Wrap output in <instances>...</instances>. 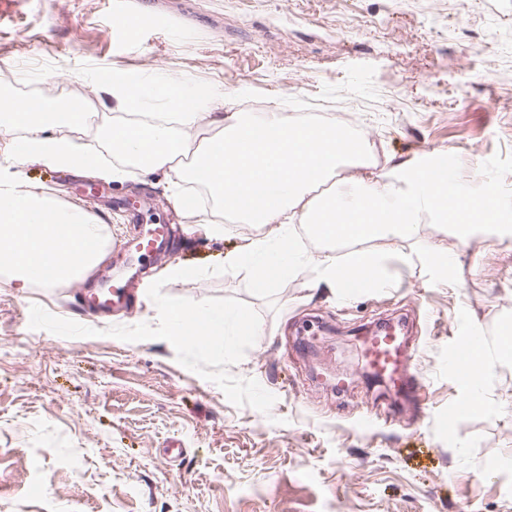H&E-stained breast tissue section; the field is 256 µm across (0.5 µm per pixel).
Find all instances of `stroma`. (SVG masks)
Returning <instances> with one entry per match:
<instances>
[{
  "label": "stroma",
  "instance_id": "1",
  "mask_svg": "<svg viewBox=\"0 0 512 512\" xmlns=\"http://www.w3.org/2000/svg\"><path fill=\"white\" fill-rule=\"evenodd\" d=\"M101 69L181 78L187 91L209 92L211 112H241L254 98L291 110L335 100L342 127L366 139L378 166L450 159L458 187L493 189L507 216L463 241L428 219L408 241H370L406 256L382 288L339 294L314 287L308 268L269 303L242 273L168 281L183 267L226 263L244 233L212 235L209 208L176 210L170 177L136 168L112 179L117 160L99 126L136 115L95 79ZM0 89L90 105L95 122L76 139L97 148L100 170L19 156L17 133L0 128V176L84 211L105 251L90 273L56 285L20 290L0 268V512H512V361L496 351L512 328V0H0ZM145 224L172 225L173 237L144 283L163 277L167 295L235 297L259 313L264 334L230 371L275 395L270 415L231 404L167 341L104 335L156 324L147 294L131 314L74 309L72 288L122 265ZM429 244L455 263H428ZM34 303L102 334L30 329ZM403 311L429 409L394 424L364 420L373 395L361 344L334 331ZM463 335L479 337L494 365L479 407L449 426L466 389L448 352ZM347 374L357 382L342 394L336 381ZM166 448L185 455L170 461Z\"/></svg>",
  "mask_w": 512,
  "mask_h": 512
}]
</instances>
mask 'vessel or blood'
<instances>
[{"label":"vessel or blood","mask_w":512,"mask_h":512,"mask_svg":"<svg viewBox=\"0 0 512 512\" xmlns=\"http://www.w3.org/2000/svg\"><path fill=\"white\" fill-rule=\"evenodd\" d=\"M168 240V225L152 224L132 241L131 249L138 257H149ZM76 300L78 308L86 313L105 315L116 309L130 311L134 308V286L127 282L109 288H81L76 292ZM481 350V342L477 337L462 336L450 352V360L458 379L470 387L466 399L455 407L454 416L472 411L480 402V395L474 391L473 385L479 376L475 360ZM361 352L364 369L398 387L409 411L426 412V384L414 370L417 352L414 343L402 342L393 326L384 325L364 336Z\"/></svg>","instance_id":"obj_1"}]
</instances>
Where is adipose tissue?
Listing matches in <instances>:
<instances>
[{
  "label": "adipose tissue",
  "mask_w": 512,
  "mask_h": 512,
  "mask_svg": "<svg viewBox=\"0 0 512 512\" xmlns=\"http://www.w3.org/2000/svg\"><path fill=\"white\" fill-rule=\"evenodd\" d=\"M112 97L125 109H139L149 98L175 118L152 126L112 123L101 133L117 158L139 156L148 172L175 175L205 186L226 218L246 224L274 225L273 234L246 239L229 261L249 264L256 288L313 266L317 286L344 290L348 281L366 288L381 283L385 259L365 250L340 260L336 244L346 240H410L424 217H433L465 234L500 218L494 191L479 195L449 192L434 163H398L372 170L358 137L305 117L288 121L282 113L206 112L207 100L185 97L181 81L168 77L150 87L125 75L112 79ZM45 105L25 106L0 99V126L23 129L24 150L60 168L82 169L92 148L49 132ZM205 126L208 135L190 147L188 130ZM358 168L343 178L344 166ZM313 225L324 248L316 259L304 254L297 235ZM100 227L81 212L63 210L50 200L0 181V267L12 271L14 285L34 282L33 259L47 260L54 282L93 270L101 249L87 246Z\"/></svg>",
  "instance_id": "adipose-tissue-1"
}]
</instances>
